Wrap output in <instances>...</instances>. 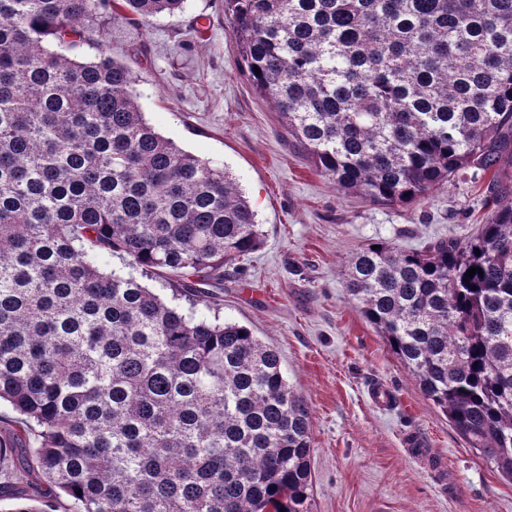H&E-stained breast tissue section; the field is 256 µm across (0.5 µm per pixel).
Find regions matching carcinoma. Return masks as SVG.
Listing matches in <instances>:
<instances>
[{"mask_svg":"<svg viewBox=\"0 0 512 512\" xmlns=\"http://www.w3.org/2000/svg\"><path fill=\"white\" fill-rule=\"evenodd\" d=\"M183 2L0 0V404L18 427L0 462L57 489L0 483L27 500L13 512H307L310 409L278 352L207 300L263 244L256 214L224 168L145 121L105 46L104 15L145 25ZM224 12L253 84L338 189L392 207L491 176L475 235L365 245L345 288L512 480V0Z\"/></svg>","mask_w":512,"mask_h":512,"instance_id":"carcinoma-1","label":"carcinoma"}]
</instances>
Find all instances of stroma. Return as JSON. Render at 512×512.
Listing matches in <instances>:
<instances>
[{
    "label": "stroma",
    "instance_id": "stroma-1",
    "mask_svg": "<svg viewBox=\"0 0 512 512\" xmlns=\"http://www.w3.org/2000/svg\"><path fill=\"white\" fill-rule=\"evenodd\" d=\"M102 25L147 123L224 167L257 214L264 243L226 269L218 311L278 349L309 405V512H512V483L422 395L344 288L365 244L419 250L473 235L489 212L487 177L394 207L339 191L248 78L224 0H185L176 16L142 26L109 15ZM377 387L388 406L373 401Z\"/></svg>",
    "mask_w": 512,
    "mask_h": 512
}]
</instances>
